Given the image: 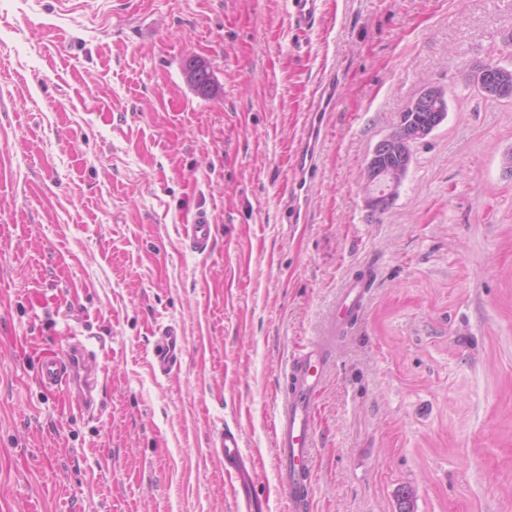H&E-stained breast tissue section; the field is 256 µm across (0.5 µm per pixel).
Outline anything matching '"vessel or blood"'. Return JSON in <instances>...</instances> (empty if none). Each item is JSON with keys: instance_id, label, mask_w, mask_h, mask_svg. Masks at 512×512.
Returning <instances> with one entry per match:
<instances>
[{"instance_id": "1", "label": "vessel or blood", "mask_w": 512, "mask_h": 512, "mask_svg": "<svg viewBox=\"0 0 512 512\" xmlns=\"http://www.w3.org/2000/svg\"><path fill=\"white\" fill-rule=\"evenodd\" d=\"M287 17L292 26L310 28L322 12L323 0H286ZM338 82L328 76L320 85L310 106L312 112H327L338 102ZM216 226L206 211L194 214L186 225L184 235L190 248L199 254L209 253ZM364 281L347 282L336 308L337 319H345L360 308L364 298ZM151 357L154 369L169 374L180 363L187 347L182 332L173 326L156 330ZM329 344L320 340L295 354L288 375L292 381L277 409L274 420L277 450L278 489L292 503L294 512H308L310 495L307 478L313 462L314 397L323 383V363ZM95 351L88 340L72 337L63 348L40 355L37 359V380L42 388L66 394L74 400L80 413L95 416L102 409L101 393L106 373L93 367ZM224 456V475L231 485L242 484L246 469L239 435L225 432L221 442Z\"/></svg>"}]
</instances>
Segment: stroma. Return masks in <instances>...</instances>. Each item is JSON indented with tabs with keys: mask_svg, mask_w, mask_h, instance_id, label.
I'll use <instances>...</instances> for the list:
<instances>
[{
	"mask_svg": "<svg viewBox=\"0 0 512 512\" xmlns=\"http://www.w3.org/2000/svg\"><path fill=\"white\" fill-rule=\"evenodd\" d=\"M206 65L208 92L188 82ZM512 0H0V500L13 512H292L272 423L293 355L369 276L315 399L310 512H512ZM335 73L309 191L294 162ZM448 116L392 206L366 159L424 83ZM217 226L209 254L184 226ZM187 350L154 373L156 326ZM101 342L103 409L45 392L43 349ZM323 0H286L288 21L296 29L310 28L322 12ZM508 68L504 66H485L474 73L477 90L484 95L498 99H512V81ZM338 82L330 74L320 85L308 112H329L338 102ZM216 231V224H212L210 216L205 210L193 215L191 224H187L184 235L190 248L199 254L211 251ZM221 448L222 455L224 456V475L230 481L234 491H236L238 485H241L246 477L240 436L231 431H225Z\"/></svg>",
	"mask_w": 512,
	"mask_h": 512,
	"instance_id": "obj_1",
	"label": "stroma"
}]
</instances>
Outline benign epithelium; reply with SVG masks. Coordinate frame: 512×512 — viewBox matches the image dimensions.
<instances>
[{
  "label": "benign epithelium",
  "mask_w": 512,
  "mask_h": 512,
  "mask_svg": "<svg viewBox=\"0 0 512 512\" xmlns=\"http://www.w3.org/2000/svg\"><path fill=\"white\" fill-rule=\"evenodd\" d=\"M477 90L498 99H512V80L508 68L486 66L474 73ZM405 111L421 114L417 121L404 123L405 139L398 142L385 136L373 147L366 161L370 179L367 205L374 210L389 208L404 181L407 166L390 168L383 160L394 154L406 156L405 148L427 137L447 118L448 90L438 84L426 83L419 93L407 104Z\"/></svg>",
  "instance_id": "7a95c632"
}]
</instances>
